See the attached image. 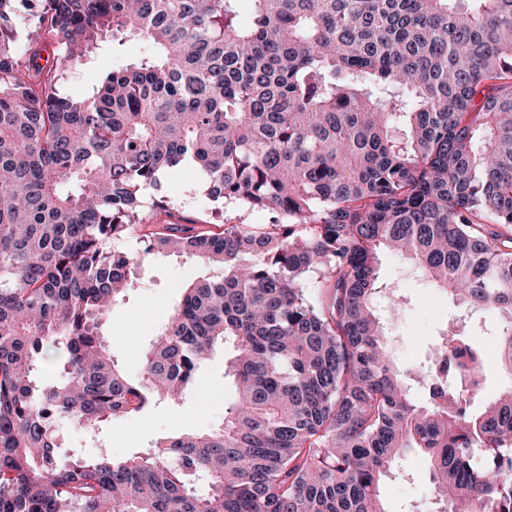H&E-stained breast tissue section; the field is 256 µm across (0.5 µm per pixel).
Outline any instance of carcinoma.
<instances>
[{
  "label": "carcinoma",
  "instance_id": "cac0c4a2",
  "mask_svg": "<svg viewBox=\"0 0 512 512\" xmlns=\"http://www.w3.org/2000/svg\"><path fill=\"white\" fill-rule=\"evenodd\" d=\"M251 2L244 26L237 0H0V512H386L411 451L433 512H512V381L476 410L470 324L497 319L512 377V0ZM130 35L152 53L61 91ZM185 166L214 212L270 223L171 221ZM130 238L220 271L177 285L136 377L102 338ZM385 250L456 308L420 363L378 310L402 302ZM219 351V426L62 451L65 425L180 404Z\"/></svg>",
  "mask_w": 512,
  "mask_h": 512
}]
</instances>
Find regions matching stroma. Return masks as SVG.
I'll return each instance as SVG.
<instances>
[{"mask_svg": "<svg viewBox=\"0 0 512 512\" xmlns=\"http://www.w3.org/2000/svg\"><path fill=\"white\" fill-rule=\"evenodd\" d=\"M150 52V46L136 37L125 38L119 45L102 46L86 61L74 66L62 90L70 95L91 91L104 74ZM199 181V174L192 169L182 170L164 181L162 190L174 200L178 218L211 220V203L196 192ZM379 260L381 278L396 288L405 301L393 329L397 356L401 359L423 358L428 343L454 306L449 299L426 288L400 257L383 253ZM204 271L202 263L189 257L149 255L144 258L136 288L113 306L103 326L111 354L130 375L139 374L143 348L178 306L177 284L200 276ZM472 323L473 340L483 350L486 365L491 369L481 393L482 401L487 402L495 399L501 387L500 378L492 372L498 356L495 325L482 313L474 314ZM198 385L221 392L222 401L204 409L198 403L197 391L190 392L178 407L159 404L141 414L102 425L95 437L78 442L79 452L85 456L105 452L120 460L134 451L151 449L160 435L218 425L224 419L223 402L233 396L234 388L225 385L222 369L217 364L201 375ZM381 495L388 512H403L409 504L415 512H427L433 485L425 457L413 453L399 461L395 475L384 481Z\"/></svg>", "mask_w": 512, "mask_h": 512, "instance_id": "stroma-1", "label": "stroma"}]
</instances>
